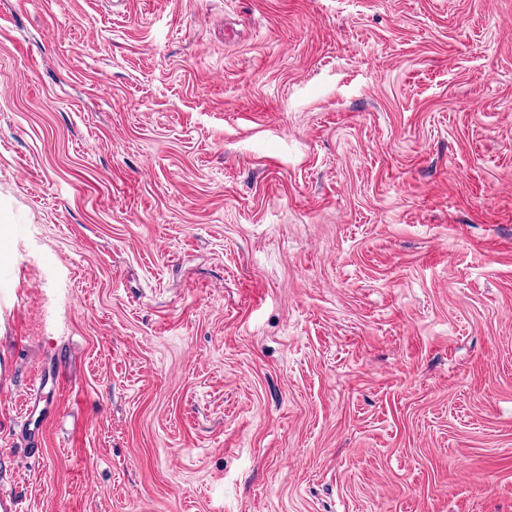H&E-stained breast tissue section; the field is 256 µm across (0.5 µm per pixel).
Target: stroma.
<instances>
[{"label": "stroma", "instance_id": "35a3bbf8", "mask_svg": "<svg viewBox=\"0 0 512 512\" xmlns=\"http://www.w3.org/2000/svg\"><path fill=\"white\" fill-rule=\"evenodd\" d=\"M4 351L21 512H512V0H0Z\"/></svg>", "mask_w": 512, "mask_h": 512}]
</instances>
